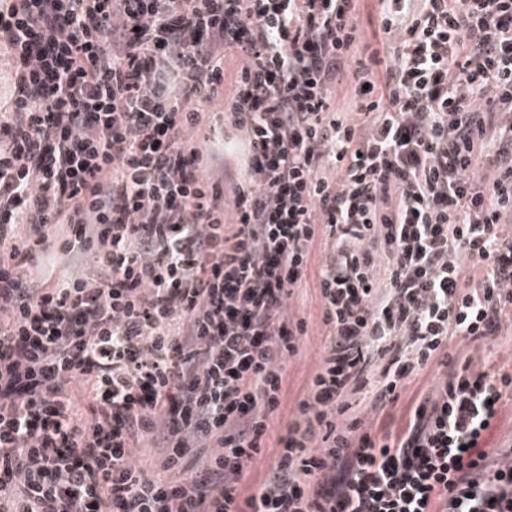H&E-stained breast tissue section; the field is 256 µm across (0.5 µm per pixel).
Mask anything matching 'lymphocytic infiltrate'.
<instances>
[{"instance_id": "f902f5d3", "label": "lymphocytic infiltrate", "mask_w": 512, "mask_h": 512, "mask_svg": "<svg viewBox=\"0 0 512 512\" xmlns=\"http://www.w3.org/2000/svg\"><path fill=\"white\" fill-rule=\"evenodd\" d=\"M356 2L0 0V512H512V373L468 354L512 328V0H378L382 72ZM228 51L230 199L193 143ZM319 239L326 343L276 436ZM431 367L401 427L349 417ZM54 265V275L56 276L58 273L68 272L72 273H90L93 268L92 259L90 256L84 257H64L62 259H57L53 264H49L47 268L50 270ZM496 427L489 439L488 447H509L512 432V403L505 402L496 420Z\"/></svg>"}]
</instances>
